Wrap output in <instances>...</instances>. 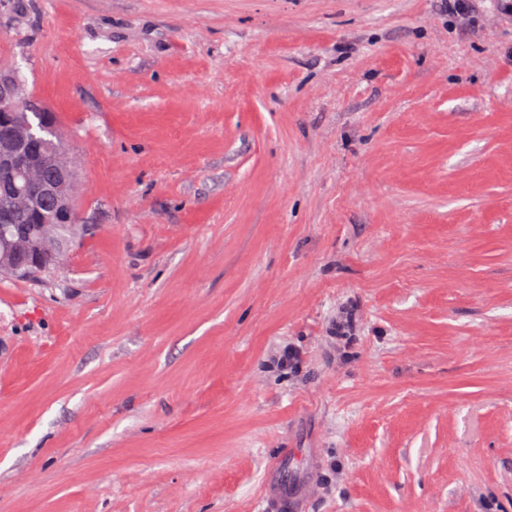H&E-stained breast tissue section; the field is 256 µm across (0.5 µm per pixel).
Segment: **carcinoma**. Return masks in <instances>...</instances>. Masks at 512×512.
<instances>
[{
	"instance_id": "obj_1",
	"label": "carcinoma",
	"mask_w": 512,
	"mask_h": 512,
	"mask_svg": "<svg viewBox=\"0 0 512 512\" xmlns=\"http://www.w3.org/2000/svg\"><path fill=\"white\" fill-rule=\"evenodd\" d=\"M16 84L24 85L21 74L14 68L1 67L0 89L9 90ZM16 111L18 118L28 124L34 132L26 144V153L42 160L40 180L42 184L49 185L57 179L59 166L57 158L52 155V149L60 147L59 134L52 113L26 96L16 101ZM24 184V180L13 184L0 180V210H5V213H0V256L6 252L9 243L18 236L51 237L55 244L59 245L71 234L72 227L68 225H43L35 214L12 209L11 197L16 189Z\"/></svg>"
}]
</instances>
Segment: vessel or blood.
I'll return each instance as SVG.
<instances>
[{
    "label": "vessel or blood",
    "instance_id": "b4317fda",
    "mask_svg": "<svg viewBox=\"0 0 512 512\" xmlns=\"http://www.w3.org/2000/svg\"><path fill=\"white\" fill-rule=\"evenodd\" d=\"M292 454V449H281L267 471L263 499L268 512H309L318 493L312 473L289 481L288 460Z\"/></svg>",
    "mask_w": 512,
    "mask_h": 512
}]
</instances>
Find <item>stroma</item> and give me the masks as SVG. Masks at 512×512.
<instances>
[{
    "mask_svg": "<svg viewBox=\"0 0 512 512\" xmlns=\"http://www.w3.org/2000/svg\"><path fill=\"white\" fill-rule=\"evenodd\" d=\"M475 14L0 0L79 164L60 264L0 275V512H265L282 448L312 512H512V23Z\"/></svg>",
    "mask_w": 512,
    "mask_h": 512,
    "instance_id": "35a3bbf8",
    "label": "stroma"
}]
</instances>
